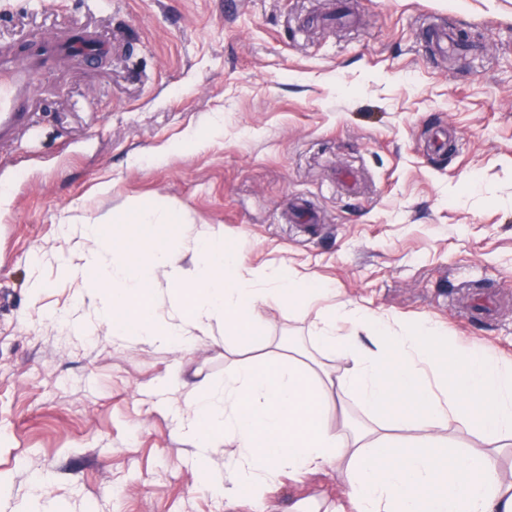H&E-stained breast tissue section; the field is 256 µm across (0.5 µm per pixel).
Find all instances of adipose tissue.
Here are the masks:
<instances>
[{"label":"adipose tissue","mask_w":512,"mask_h":512,"mask_svg":"<svg viewBox=\"0 0 512 512\" xmlns=\"http://www.w3.org/2000/svg\"><path fill=\"white\" fill-rule=\"evenodd\" d=\"M161 213L139 208L132 225L113 232L110 261L89 253L80 270L85 294L113 335L141 336L189 349L223 318L239 349L264 335L259 309L267 300L318 310L314 343L346 368L319 376L293 345L268 344L262 361L229 368L224 386L195 384L179 409L185 438L199 457L231 444L229 475L201 467L203 486L228 494L229 506L248 500L263 512L266 490L282 473L294 478L335 469L349 512H512L498 460L512 447V361L484 344L457 342L429 319L413 324L338 300L316 281L246 269L241 245L223 233L173 246L159 234ZM207 269L205 279L182 273L185 259ZM171 270L177 286L172 312L160 316L155 273ZM350 396L378 418L331 427L339 398ZM428 427L411 436L418 421ZM477 436L480 447L453 446L449 428Z\"/></svg>","instance_id":"1"}]
</instances>
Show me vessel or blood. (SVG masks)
<instances>
[{"mask_svg": "<svg viewBox=\"0 0 512 512\" xmlns=\"http://www.w3.org/2000/svg\"><path fill=\"white\" fill-rule=\"evenodd\" d=\"M81 50L97 56L101 44L95 38L78 34L68 39L42 37L30 42L21 57L0 54V146L15 143L28 131L31 118L29 102L35 93V75L60 63Z\"/></svg>", "mask_w": 512, "mask_h": 512, "instance_id": "b4317fda", "label": "vessel or blood"}]
</instances>
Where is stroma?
I'll return each instance as SVG.
<instances>
[{
    "mask_svg": "<svg viewBox=\"0 0 512 512\" xmlns=\"http://www.w3.org/2000/svg\"><path fill=\"white\" fill-rule=\"evenodd\" d=\"M326 0H0V53L48 33L105 46L40 73L33 128L0 148V512H225L163 384H224L223 321L189 351L113 336L59 285L82 225L159 204L170 237L223 231L244 264L512 361V0H354L355 27L306 25ZM474 53L442 58L422 29ZM448 128L447 153L426 151ZM166 151L164 162L152 152ZM359 175L356 194L331 181ZM273 338L316 314L268 303ZM50 495L36 499L35 479ZM334 473L282 480L267 512L343 499Z\"/></svg>",
    "mask_w": 512,
    "mask_h": 512,
    "instance_id": "1",
    "label": "stroma"
}]
</instances>
